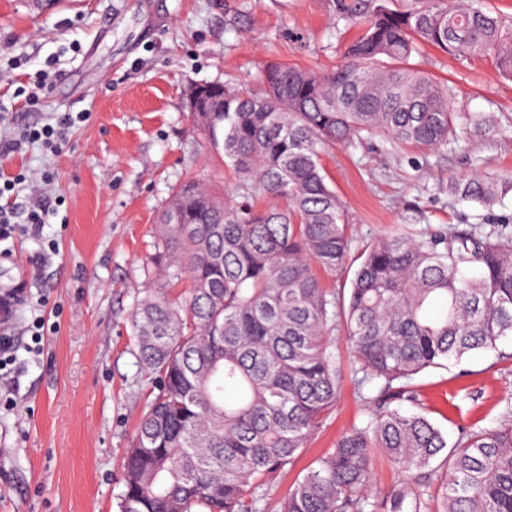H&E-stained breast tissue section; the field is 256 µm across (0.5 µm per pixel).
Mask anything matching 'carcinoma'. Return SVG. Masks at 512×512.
<instances>
[{
	"label": "carcinoma",
	"mask_w": 512,
	"mask_h": 512,
	"mask_svg": "<svg viewBox=\"0 0 512 512\" xmlns=\"http://www.w3.org/2000/svg\"><path fill=\"white\" fill-rule=\"evenodd\" d=\"M331 8L360 29L336 68L270 63L257 91L192 87L193 131L235 182L222 200L183 182L156 225L130 325L157 393L122 465L119 512H263L270 478L296 464L336 405L340 327L353 373L377 387L374 408L305 469L279 512H430L438 490L437 512H512V420L450 446L415 382L512 338V224L400 228L353 256L346 204L320 162L336 144L438 150L499 132L494 113L456 111L455 88L411 60L429 45L462 63L489 59L512 81V23L482 0ZM448 192L490 209L512 193V173ZM351 256L348 292L324 287L318 271ZM185 279L172 302L167 289ZM378 450L403 480L386 501L365 494Z\"/></svg>",
	"instance_id": "1"
}]
</instances>
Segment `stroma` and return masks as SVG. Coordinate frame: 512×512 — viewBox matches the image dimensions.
<instances>
[{"label":"stroma","mask_w":512,"mask_h":512,"mask_svg":"<svg viewBox=\"0 0 512 512\" xmlns=\"http://www.w3.org/2000/svg\"><path fill=\"white\" fill-rule=\"evenodd\" d=\"M114 3L57 0L38 13L27 0H0V126L90 115L61 153L34 145L0 162L1 179L22 172L47 201L64 199L42 238L0 242V291L23 288L8 367L18 386L0 392V512H117L122 462L149 394L129 318L147 286L152 228L185 180L219 197L234 182L191 131L188 87L229 81L254 90L262 65L330 69L341 57L330 0H127L119 15ZM49 58L59 77L29 111L14 92ZM418 63L452 81L458 111L495 113L500 131L436 151L327 148L322 163L348 205L354 247L397 224L419 233L512 222V194L488 211L448 193L454 179L512 172V81L488 60L463 65L431 50ZM47 169L55 180L44 185ZM37 312L58 328L35 355L28 326ZM336 358L344 370L336 407L296 467L272 477L265 512H277L301 469L373 408L375 388L357 389L341 337ZM417 382L449 441L496 426L512 409V339L500 353H473Z\"/></svg>","instance_id":"obj_1"}]
</instances>
